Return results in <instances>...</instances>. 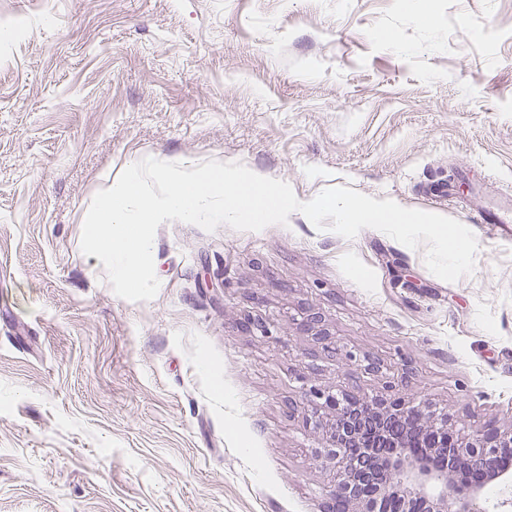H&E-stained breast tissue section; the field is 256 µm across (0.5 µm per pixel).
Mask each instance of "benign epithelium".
<instances>
[{"label": "benign epithelium", "mask_w": 512, "mask_h": 512, "mask_svg": "<svg viewBox=\"0 0 512 512\" xmlns=\"http://www.w3.org/2000/svg\"><path fill=\"white\" fill-rule=\"evenodd\" d=\"M310 394L334 418L314 449L331 476L327 512H485L487 485L512 490V471L498 468L500 458L512 454V426L461 437L448 415L391 390L364 398ZM381 443L389 453L361 470L364 453ZM439 457L450 465H435Z\"/></svg>", "instance_id": "1"}]
</instances>
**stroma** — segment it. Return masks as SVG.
<instances>
[{
	"label": "stroma",
	"mask_w": 512,
	"mask_h": 512,
	"mask_svg": "<svg viewBox=\"0 0 512 512\" xmlns=\"http://www.w3.org/2000/svg\"><path fill=\"white\" fill-rule=\"evenodd\" d=\"M426 6L0 0V32L23 29L0 39V512H322L312 387L512 424V225L467 207L512 188V0ZM149 155L453 218L475 270L447 282L424 249L299 212L167 221L157 295L122 299L82 217L102 170Z\"/></svg>",
	"instance_id": "35a3bbf8"
}]
</instances>
